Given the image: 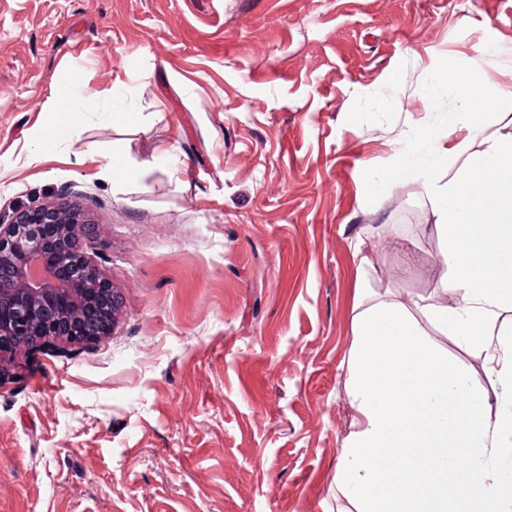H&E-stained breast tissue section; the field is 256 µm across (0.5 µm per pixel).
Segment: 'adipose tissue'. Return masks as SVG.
Wrapping results in <instances>:
<instances>
[{
    "mask_svg": "<svg viewBox=\"0 0 512 512\" xmlns=\"http://www.w3.org/2000/svg\"><path fill=\"white\" fill-rule=\"evenodd\" d=\"M450 79L458 106L442 128L426 127L393 152L390 171H370L369 190L419 175L444 242V294L428 321L484 355L485 382L500 386L489 418L480 384L449 361L423 327L395 303H372L356 317L346 366L353 429L344 438L336 481L359 512H512V479L490 460L512 456V135L491 137L495 112L512 92L474 63Z\"/></svg>",
    "mask_w": 512,
    "mask_h": 512,
    "instance_id": "1",
    "label": "adipose tissue"
}]
</instances>
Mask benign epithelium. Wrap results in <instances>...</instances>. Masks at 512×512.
Returning <instances> with one entry per match:
<instances>
[{
  "mask_svg": "<svg viewBox=\"0 0 512 512\" xmlns=\"http://www.w3.org/2000/svg\"><path fill=\"white\" fill-rule=\"evenodd\" d=\"M61 224L79 235L88 227L82 205L74 200L55 198L37 206L0 215V283L18 280L26 288L24 298H11L12 289H0V353L18 347L30 335L29 316L37 304L49 319L38 332L32 353L54 352L55 341L90 346L110 335L114 324L92 333L84 326V316L94 311L93 295L85 288H71L69 280L91 281L96 289L112 290V302L121 298L101 270L78 252L66 259L65 238L57 239L54 254L47 253L51 235Z\"/></svg>",
  "mask_w": 512,
  "mask_h": 512,
  "instance_id": "1",
  "label": "benign epithelium"
}]
</instances>
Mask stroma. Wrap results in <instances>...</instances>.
Returning a JSON list of instances; mask_svg holds the SVG:
<instances>
[{"instance_id":"obj_1","label":"stroma","mask_w":512,"mask_h":512,"mask_svg":"<svg viewBox=\"0 0 512 512\" xmlns=\"http://www.w3.org/2000/svg\"><path fill=\"white\" fill-rule=\"evenodd\" d=\"M475 60L512 85V0H0V214L81 195L122 298L96 347L1 363L0 512H357L355 318L456 304L422 178L365 175Z\"/></svg>"}]
</instances>
